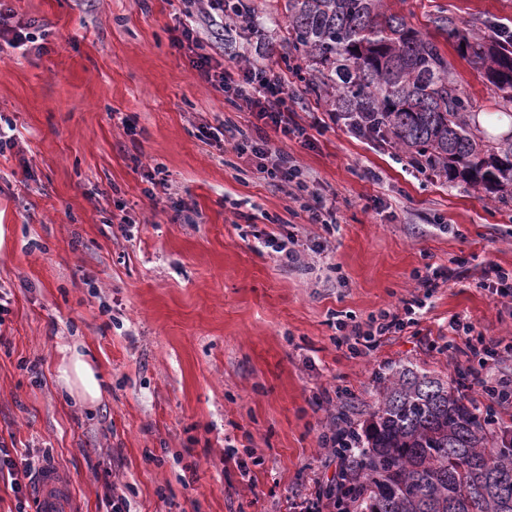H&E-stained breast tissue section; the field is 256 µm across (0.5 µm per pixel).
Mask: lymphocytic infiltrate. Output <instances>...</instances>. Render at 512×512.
Segmentation results:
<instances>
[{
    "mask_svg": "<svg viewBox=\"0 0 512 512\" xmlns=\"http://www.w3.org/2000/svg\"><path fill=\"white\" fill-rule=\"evenodd\" d=\"M173 44L194 53L195 68L212 88L224 93L229 101L244 102L255 116L257 125L251 133L234 123H224L220 133L225 142L232 145L239 157L257 158V173L270 183L280 187L300 184L302 171L296 159L288 152L273 148L269 137L273 131L284 136L292 133L288 122V103L294 92L285 79L258 66L213 67L203 42L188 23L183 24ZM417 283L423 290L422 295L403 300L397 310L380 312L364 322H338L337 345L352 355L366 357L378 349L384 337L399 335L418 326L426 300L432 297L438 286V277L427 274L418 277ZM448 331L462 342L467 356L477 361L478 367L471 374V383L480 388L489 405L512 400V381L497 380L491 375L500 354L512 356V342L505 343L478 333L471 322L458 316L449 320ZM357 434V428L348 423L333 425L320 435V447L329 449L336 466V482L326 490L314 491L306 499L303 512H335L339 507L336 487L345 481L350 451L357 445Z\"/></svg>",
    "mask_w": 512,
    "mask_h": 512,
    "instance_id": "lymphocytic-infiltrate-1",
    "label": "lymphocytic infiltrate"
}]
</instances>
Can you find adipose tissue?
<instances>
[{
    "instance_id": "ef3b65f1",
    "label": "adipose tissue",
    "mask_w": 512,
    "mask_h": 512,
    "mask_svg": "<svg viewBox=\"0 0 512 512\" xmlns=\"http://www.w3.org/2000/svg\"><path fill=\"white\" fill-rule=\"evenodd\" d=\"M59 379L71 398L82 405L98 403L104 391L102 377L86 344L74 339L64 350Z\"/></svg>"
}]
</instances>
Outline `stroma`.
<instances>
[{"label":"stroma","instance_id":"35a3bbf8","mask_svg":"<svg viewBox=\"0 0 512 512\" xmlns=\"http://www.w3.org/2000/svg\"><path fill=\"white\" fill-rule=\"evenodd\" d=\"M433 38L480 108L497 119L478 71L435 20L512 26V0H389ZM43 24L46 52L0 49V118L15 144L0 154V442L56 469L77 512H299L333 480L319 436L335 411L364 424L382 377L417 364L467 389L463 357L436 347L462 315L512 337V300L484 286V267L512 270V206L412 168L373 137L328 119L308 76L288 68L285 28L238 36L200 20L224 67L254 64L289 81L292 118L311 139L272 135L310 173L336 223L310 224L288 196L211 137L248 110L201 80L172 45L180 0H0ZM244 199L242 214L230 200ZM181 205L173 218L172 202ZM130 225L120 231L118 217ZM292 236L304 263L254 250L251 226ZM453 268L417 335L393 336L369 358L336 345L337 319L399 306L415 274ZM104 380L93 406L57 378L73 339ZM252 448L242 472L227 444Z\"/></svg>","mask_w":512,"mask_h":512}]
</instances>
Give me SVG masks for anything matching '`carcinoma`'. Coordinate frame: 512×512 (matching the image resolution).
Returning <instances> with one entry per match:
<instances>
[{"label":"carcinoma","instance_id":"obj_1","mask_svg":"<svg viewBox=\"0 0 512 512\" xmlns=\"http://www.w3.org/2000/svg\"><path fill=\"white\" fill-rule=\"evenodd\" d=\"M288 62L350 127L379 138L418 170L512 204V130L491 137L437 43L387 0H286ZM224 15L251 31L254 8ZM512 120V30L438 20ZM488 416L451 383L400 365L383 379L351 459L344 494L355 512H512V447L491 448Z\"/></svg>","mask_w":512,"mask_h":512}]
</instances>
